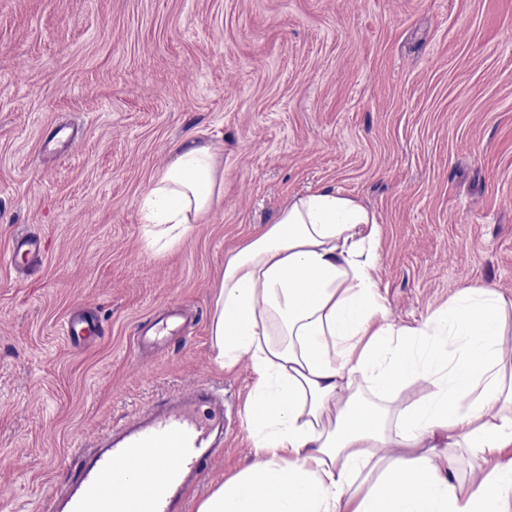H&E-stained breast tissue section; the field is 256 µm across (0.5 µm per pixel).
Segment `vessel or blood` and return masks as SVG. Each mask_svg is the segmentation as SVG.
I'll return each instance as SVG.
<instances>
[{"label":"vessel or blood","mask_w":512,"mask_h":512,"mask_svg":"<svg viewBox=\"0 0 512 512\" xmlns=\"http://www.w3.org/2000/svg\"><path fill=\"white\" fill-rule=\"evenodd\" d=\"M99 330L81 309L66 324L75 344ZM224 433V399L208 385L159 401L100 437L46 512H183L187 490L203 479Z\"/></svg>","instance_id":"obj_1"}]
</instances>
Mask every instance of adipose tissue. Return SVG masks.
Here are the masks:
<instances>
[{"label": "adipose tissue", "instance_id": "ef3b65f1", "mask_svg": "<svg viewBox=\"0 0 512 512\" xmlns=\"http://www.w3.org/2000/svg\"><path fill=\"white\" fill-rule=\"evenodd\" d=\"M223 193L216 149L183 145L139 202L148 245H178ZM378 240L373 213L323 188L226 255L212 346L249 364L256 459L197 512H512V298L466 286L394 326Z\"/></svg>", "mask_w": 512, "mask_h": 512}]
</instances>
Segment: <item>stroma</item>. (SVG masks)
I'll list each match as a JSON object with an SVG mask.
<instances>
[{
  "label": "stroma",
  "instance_id": "35a3bbf8",
  "mask_svg": "<svg viewBox=\"0 0 512 512\" xmlns=\"http://www.w3.org/2000/svg\"><path fill=\"white\" fill-rule=\"evenodd\" d=\"M60 130L79 148L46 154ZM193 138L224 195L159 253L138 201ZM325 187L374 212L395 326L465 285L512 297V0H0V512H40L114 423L198 382L231 429L186 512L253 463L252 374L210 335L224 258ZM171 301L187 328L142 350ZM78 305L101 333L73 347Z\"/></svg>",
  "mask_w": 512,
  "mask_h": 512
}]
</instances>
